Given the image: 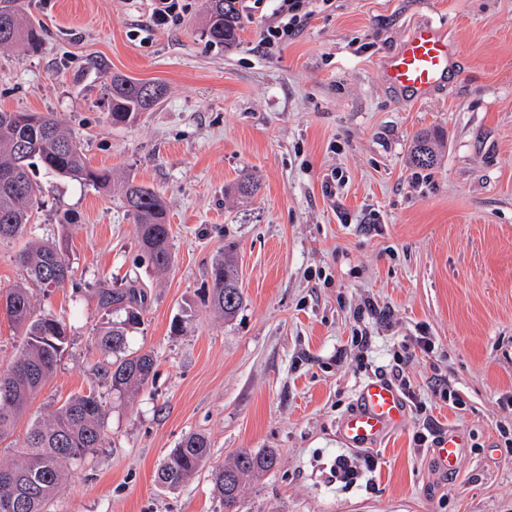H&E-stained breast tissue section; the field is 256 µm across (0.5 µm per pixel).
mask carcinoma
<instances>
[{"instance_id":"obj_1","label":"carcinoma","mask_w":512,"mask_h":512,"mask_svg":"<svg viewBox=\"0 0 512 512\" xmlns=\"http://www.w3.org/2000/svg\"><path fill=\"white\" fill-rule=\"evenodd\" d=\"M237 0H209L205 33L209 41L231 49L236 46L240 17ZM23 46L30 53L42 49V27L24 15L18 0H0V49ZM109 121L114 125L134 122L151 110L164 95L161 85L112 76L107 84ZM437 131L417 136L411 160L418 168L436 164ZM63 178L94 189L106 190L112 172L95 168L87 159L79 138L64 129L52 112H22L0 109V240L22 235L38 209L40 187L30 169L34 161ZM125 204L133 216L140 251L157 270L172 261L171 227L163 197L142 184L126 182ZM18 261L30 282L42 288H63L73 279L66 240L30 244L18 253ZM204 297L224 319L235 317L243 302L237 270L221 257L210 271ZM10 322L21 342L9 368L0 370V444L8 441L29 411L32 399L51 380L68 346L64 318L51 313L37 315L29 288L17 285L0 295ZM99 304L119 306L123 318L106 322L94 337L103 358L111 356L105 375L112 390L132 397L153 378L155 359L149 352L126 353L129 332L143 321V302L135 287L121 291L104 289ZM106 412L102 397L91 390L74 395L29 424L17 458L0 460V512H45L47 503L63 489L72 465L85 461L102 447ZM210 441L199 433L185 435L157 469L156 482L176 489L206 467ZM280 464L273 450H240L225 464L210 471V481L224 512H238L248 482Z\"/></svg>"}]
</instances>
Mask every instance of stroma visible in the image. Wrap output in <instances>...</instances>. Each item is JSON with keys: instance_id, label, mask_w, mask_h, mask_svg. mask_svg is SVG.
<instances>
[{"instance_id": "1", "label": "stroma", "mask_w": 512, "mask_h": 512, "mask_svg": "<svg viewBox=\"0 0 512 512\" xmlns=\"http://www.w3.org/2000/svg\"><path fill=\"white\" fill-rule=\"evenodd\" d=\"M182 2L181 23L156 29L148 0H28L42 51H0V108L56 113L91 165L115 175L97 191L36 174L28 231L67 238L76 284L32 291L35 311L70 331L29 414L92 388L107 414L102 448L49 512H223L208 471L174 490L155 483L191 432L208 436L214 466L241 448L279 453L240 512H512V0H327L272 48L263 18L278 2L263 0L230 50L204 34L206 0ZM423 24L459 53L448 81L416 99L382 67ZM115 73L164 87L134 124L108 119ZM426 129L445 139L422 170L409 152ZM128 178L166 201L167 272L141 258ZM245 181L252 194L239 192ZM227 251L244 296L230 321L201 299ZM132 285L146 304L128 343L154 352L156 375L121 397L94 345L120 315L98 292ZM367 299L377 315L362 312ZM418 336L433 350L404 358L415 403L369 447L373 468L336 480L358 388ZM423 431L462 438L455 472L434 470Z\"/></svg>"}]
</instances>
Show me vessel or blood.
<instances>
[{"label":"vessel or blood","mask_w":512,"mask_h":512,"mask_svg":"<svg viewBox=\"0 0 512 512\" xmlns=\"http://www.w3.org/2000/svg\"><path fill=\"white\" fill-rule=\"evenodd\" d=\"M451 56L452 46L447 35L432 26L420 25L389 57L383 75L388 84L423 99L448 77ZM357 400L358 408L341 424L345 441L354 446L375 443L390 428L400 425L406 416L407 406L401 391L382 379L365 382ZM461 448L457 436L443 439L433 450L438 466L447 472L454 471Z\"/></svg>","instance_id":"vessel-or-blood-1"}]
</instances>
